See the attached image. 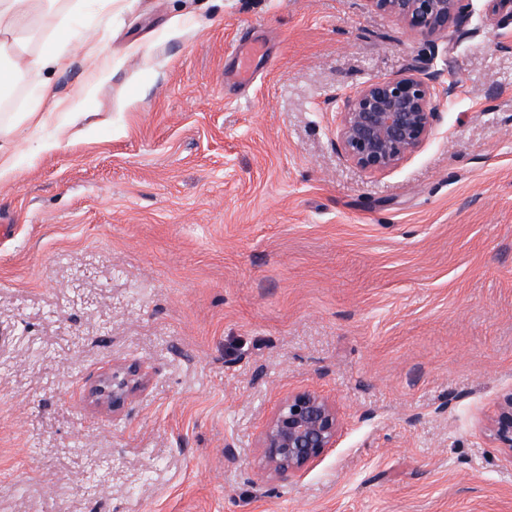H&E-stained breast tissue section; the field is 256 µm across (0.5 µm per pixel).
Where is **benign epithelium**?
<instances>
[{"label":"benign epithelium","instance_id":"obj_1","mask_svg":"<svg viewBox=\"0 0 512 512\" xmlns=\"http://www.w3.org/2000/svg\"><path fill=\"white\" fill-rule=\"evenodd\" d=\"M375 10L395 16L414 35L432 37L463 23L465 0H367ZM455 86H439L421 69L373 81L345 97L337 146L352 163L371 173H385L415 153L429 138L440 112L437 97ZM145 379L137 365L112 370L90 389L99 403L117 412ZM502 447L512 452V395L501 404L494 423ZM340 421L324 396L298 391L284 397L259 436L261 470L271 480L286 481L335 447Z\"/></svg>","mask_w":512,"mask_h":512}]
</instances>
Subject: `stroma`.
I'll use <instances>...</instances> for the list:
<instances>
[{
    "mask_svg": "<svg viewBox=\"0 0 512 512\" xmlns=\"http://www.w3.org/2000/svg\"><path fill=\"white\" fill-rule=\"evenodd\" d=\"M46 7L9 57L42 51ZM50 7L69 61L19 71L0 111V512H512L493 431L512 394V19L470 0L424 38L367 0ZM243 43L261 47L244 89L224 82ZM414 66L455 86L439 122L393 170L358 168L344 94ZM131 363L147 384L122 411L90 398ZM303 389L335 404L336 446L263 478L257 436Z\"/></svg>",
    "mask_w": 512,
    "mask_h": 512,
    "instance_id": "obj_1",
    "label": "stroma"
}]
</instances>
